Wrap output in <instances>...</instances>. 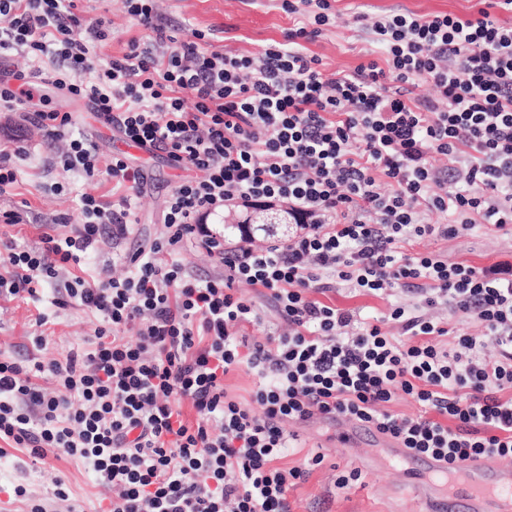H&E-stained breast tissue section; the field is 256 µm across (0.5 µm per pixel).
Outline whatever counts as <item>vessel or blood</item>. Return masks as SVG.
Instances as JSON below:
<instances>
[{
    "label": "vessel or blood",
    "mask_w": 512,
    "mask_h": 512,
    "mask_svg": "<svg viewBox=\"0 0 512 512\" xmlns=\"http://www.w3.org/2000/svg\"><path fill=\"white\" fill-rule=\"evenodd\" d=\"M406 457L409 472L423 479L434 503V512H512V469L487 459L466 461L455 469L429 456Z\"/></svg>",
    "instance_id": "1"
}]
</instances>
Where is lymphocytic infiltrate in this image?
<instances>
[{
  "label": "lymphocytic infiltrate",
  "mask_w": 512,
  "mask_h": 512,
  "mask_svg": "<svg viewBox=\"0 0 512 512\" xmlns=\"http://www.w3.org/2000/svg\"><path fill=\"white\" fill-rule=\"evenodd\" d=\"M124 2L152 39L103 62L96 49L111 23L86 19L78 0H0V58L30 61L0 79V107L66 143L53 166L91 182L108 176L122 192L115 205L84 194L68 230L49 225L38 245L0 253V297L36 303L53 284L58 308L96 319L62 357L0 356V455L84 462L112 490L106 512H292L290 487L324 456L281 466L287 426L315 417L354 421L452 467L512 459V264L403 250L473 224L512 235V28L492 14L512 0H482L466 20L380 16L369 29L382 58L330 76L304 43L328 24L331 0H280L294 24L255 56L217 50L200 30L178 38L156 0ZM423 81L434 96L416 98ZM45 84L90 103L126 142L195 172L169 192L162 235L127 254L126 276L59 279L105 240L130 235L131 197L147 175L120 157L102 163L73 113L39 96ZM435 155L448 167L435 169ZM258 200L301 216L287 242L228 249L202 238L218 275L177 259L199 214ZM339 282L413 299L366 322L320 301ZM247 286L287 333L248 345L242 328L264 318ZM434 308L448 319L430 317ZM454 316L477 319L481 334L459 333ZM243 368L259 378L247 404L224 386ZM400 393L423 415L392 411Z\"/></svg>",
  "instance_id": "lymphocytic-infiltrate-1"
}]
</instances>
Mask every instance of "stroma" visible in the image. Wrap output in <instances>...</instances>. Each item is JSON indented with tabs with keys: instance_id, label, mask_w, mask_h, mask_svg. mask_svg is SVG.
I'll return each mask as SVG.
<instances>
[{
	"instance_id": "35a3bbf8",
	"label": "stroma",
	"mask_w": 512,
	"mask_h": 512,
	"mask_svg": "<svg viewBox=\"0 0 512 512\" xmlns=\"http://www.w3.org/2000/svg\"><path fill=\"white\" fill-rule=\"evenodd\" d=\"M159 13L179 30L180 37H190L196 30L211 33V43L218 50L239 54H258L269 43L283 40L292 21L278 0H157ZM334 16L321 36L307 42L309 54L318 56L325 73L349 72L366 62L374 45L368 32L355 24L357 15L412 12L420 16L450 13L462 18L477 13L479 0H334ZM86 18L107 17L112 22V37L98 48L101 59L122 55L130 39L142 37L141 28L127 15L123 0H85ZM0 143L21 148L22 157L16 165L19 175L7 193L0 195V211L17 209L28 214L27 226L0 225V248L13 244L29 248L39 242L44 219L63 216L77 221L82 194L93 193L104 201H112L109 181H87L76 173H63L51 167L54 153L34 125L21 121L17 114L0 109ZM128 162L145 169L151 182L134 199L132 207L137 218L131 238L103 244L101 250L87 258L82 276L107 269L109 274L124 275V257L135 240L158 238L162 213L171 187L184 175L159 155L129 147L124 153ZM66 183L65 194L51 190L53 183ZM407 253L438 252L449 262L486 267L500 261H512V237L497 233L488 224L448 238L422 237L412 239L404 247ZM54 294L45 291L40 302L0 299V353L10 356L20 352L42 360L58 358L73 345L91 334L96 320L87 310L70 306L64 309L53 304ZM323 302L356 310L362 318L372 321L384 316L391 305L404 301V293L374 297L359 295L344 288L322 294ZM49 320L44 330L51 340L46 348L32 345L38 313ZM347 420L329 423L313 419L290 425L295 434L296 449L287 451L283 466L302 465L307 456L320 453L323 463L288 492L294 512H426L424 504L414 498L403 483L401 465L386 462L372 438H364L357 446L347 447L338 440V431L347 427ZM356 470L360 480L350 489L340 491L336 478ZM63 481L72 498L84 505L86 512H98L109 490L102 487L93 473L81 462L47 455L42 459L28 457L26 452L0 458V512H23L25 505L13 497V488L24 485L29 495L53 502L56 481Z\"/></svg>"
}]
</instances>
